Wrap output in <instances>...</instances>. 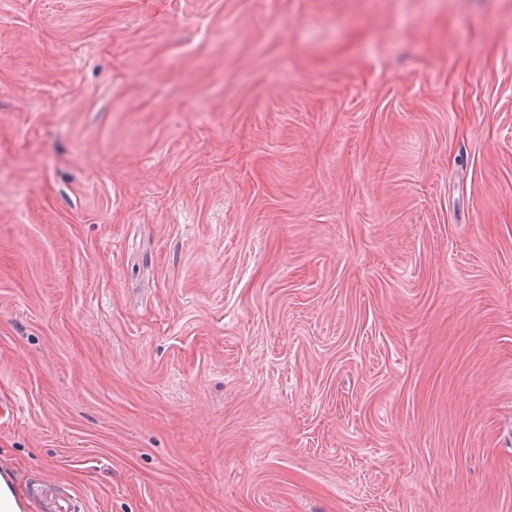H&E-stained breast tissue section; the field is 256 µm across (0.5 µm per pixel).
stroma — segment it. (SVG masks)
<instances>
[{
  "instance_id": "obj_1",
  "label": "stroma",
  "mask_w": 512,
  "mask_h": 512,
  "mask_svg": "<svg viewBox=\"0 0 512 512\" xmlns=\"http://www.w3.org/2000/svg\"><path fill=\"white\" fill-rule=\"evenodd\" d=\"M1 402L26 512H512V0H0Z\"/></svg>"
}]
</instances>
